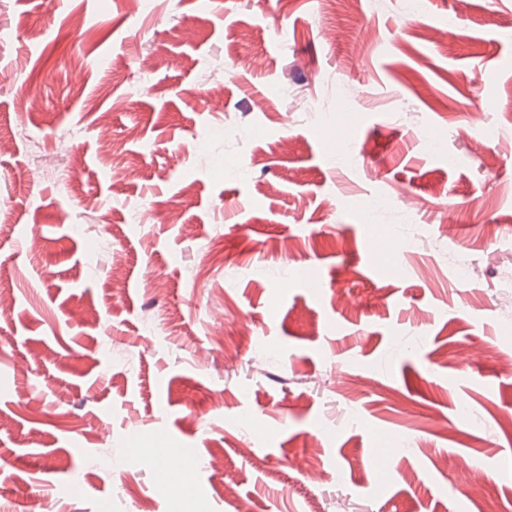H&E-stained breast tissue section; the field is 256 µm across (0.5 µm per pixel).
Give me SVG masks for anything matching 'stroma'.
Wrapping results in <instances>:
<instances>
[{
  "label": "stroma",
  "instance_id": "obj_1",
  "mask_svg": "<svg viewBox=\"0 0 512 512\" xmlns=\"http://www.w3.org/2000/svg\"><path fill=\"white\" fill-rule=\"evenodd\" d=\"M509 17L0 0V512H512Z\"/></svg>",
  "mask_w": 512,
  "mask_h": 512
}]
</instances>
